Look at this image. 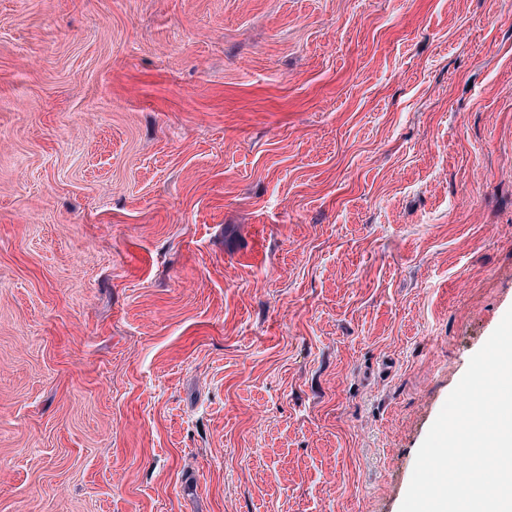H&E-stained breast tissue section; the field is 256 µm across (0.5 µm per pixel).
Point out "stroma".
<instances>
[{"label":"stroma","instance_id":"1","mask_svg":"<svg viewBox=\"0 0 512 512\" xmlns=\"http://www.w3.org/2000/svg\"><path fill=\"white\" fill-rule=\"evenodd\" d=\"M512 308V0H0V512H400Z\"/></svg>","mask_w":512,"mask_h":512}]
</instances>
